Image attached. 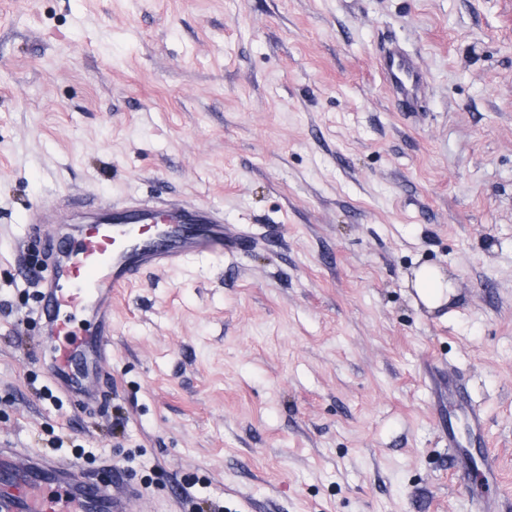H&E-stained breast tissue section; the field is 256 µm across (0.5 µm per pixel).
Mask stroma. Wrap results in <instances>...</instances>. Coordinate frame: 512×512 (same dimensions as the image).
Wrapping results in <instances>:
<instances>
[{"instance_id":"obj_1","label":"stroma","mask_w":512,"mask_h":512,"mask_svg":"<svg viewBox=\"0 0 512 512\" xmlns=\"http://www.w3.org/2000/svg\"><path fill=\"white\" fill-rule=\"evenodd\" d=\"M160 190L243 242L113 298L82 415L33 360L30 209ZM450 372L487 417L464 477ZM0 441L124 472L130 512H468L488 454L512 500V0H0ZM382 72L406 105H413L423 97L426 79L413 58L397 46L390 47L381 56ZM412 288L427 308H438L455 295L452 281L435 267H421L414 277ZM448 449L450 453L451 468L457 470L462 474L470 471V456L467 448H461L459 439L453 429L448 423Z\"/></svg>"}]
</instances>
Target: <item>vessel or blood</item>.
<instances>
[{
    "label": "vessel or blood",
    "mask_w": 512,
    "mask_h": 512,
    "mask_svg": "<svg viewBox=\"0 0 512 512\" xmlns=\"http://www.w3.org/2000/svg\"><path fill=\"white\" fill-rule=\"evenodd\" d=\"M382 71L406 105L422 98L426 79L397 46L382 56ZM240 237L221 212L202 204L156 198L117 205L84 201L70 221L44 243L46 275L40 276L34 313L42 329L37 360L71 406L91 415L112 397V379L101 361L112 351V297L143 273L174 268L204 254L223 255ZM448 414L464 421L481 442L485 413L466 383L449 378ZM450 465L470 470L468 449L449 433ZM140 487L119 476L99 477L64 457L0 443V512H128Z\"/></svg>",
    "instance_id": "b4317fda"
}]
</instances>
